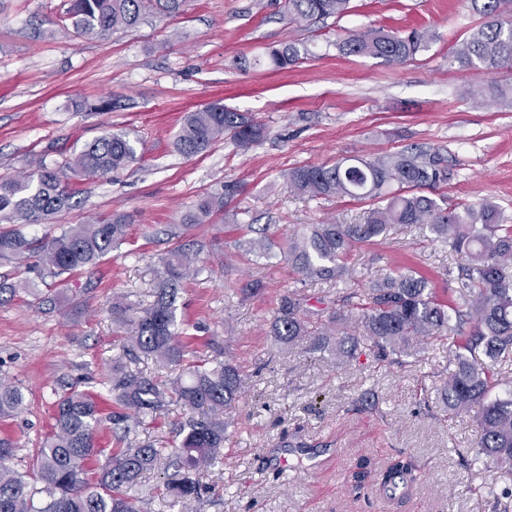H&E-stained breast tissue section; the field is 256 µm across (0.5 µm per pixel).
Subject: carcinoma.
Returning <instances> with one entry per match:
<instances>
[{"label":"carcinoma","instance_id":"1","mask_svg":"<svg viewBox=\"0 0 512 512\" xmlns=\"http://www.w3.org/2000/svg\"><path fill=\"white\" fill-rule=\"evenodd\" d=\"M184 0H70L61 19L74 29L106 36L132 28L146 16L178 12ZM291 21L309 26L320 20L341 17L350 0H285ZM481 23L463 42L456 60L488 76L512 66V0H470ZM432 35L413 30L402 36L383 29L350 34L336 42L339 54L380 59L394 65L428 48ZM308 53L285 44L269 53L277 69L293 66ZM265 136V128L243 112L213 102L186 113L175 149L186 157L205 152L215 142L229 137L247 148ZM138 160L128 133H107L86 146L72 160L46 163L38 160L35 171L23 178L0 179V258L35 256L47 273L56 277L93 267L110 255L126 238L123 216H110L90 224H76L56 236L27 238L19 225L42 224L50 217L80 207L82 199L73 179L117 173ZM288 189L300 196L371 199L365 224H312L285 240L272 241L265 224L255 233L235 240V247L258 259L283 256L304 281H340L347 272L345 258L353 244L382 235L392 224H426L434 240L464 255L476 266L479 277L473 300L457 305L438 298L429 280L408 268L373 280L369 287L346 294L334 311L313 310L301 294L279 299L271 331L275 340L296 343L307 337L318 341L324 319L331 322L360 320L365 337L381 361L402 363L411 354L410 341H448L453 370L444 388L442 412L448 417L478 409L481 436L473 449L477 462H491L512 470V380L495 375L484 363L467 356L482 348L496 360L512 355V224L503 223L493 203L461 210L441 206L423 193L448 181V168L441 158L419 146L401 151L338 161L327 165H301L283 174ZM237 195L233 184L224 185V196L205 195L184 214L181 223L203 224ZM193 249L177 248L164 261V288L144 314L132 304L124 307L137 326L132 348L167 365L185 360L187 350L180 340L176 291L189 275H199ZM358 338L345 334L331 349L340 359L355 357ZM188 378L162 383L124 371L110 370L115 405L103 414L97 397L73 387L54 403V425L37 448L31 484L6 465L13 455L12 443L0 439V512H145L140 498L129 494L143 472L159 460L169 459L172 472L165 475V495L182 501L201 495L200 475L224 460V411L232 408L243 389L244 378L229 362H198L188 368ZM201 416H190L180 425L184 433L172 453L154 442L128 440L131 425L146 426L172 401ZM26 396L22 387L0 381V416L22 411ZM112 425L116 448L97 481L89 484L85 464L100 454L96 434L103 422ZM416 479L409 461H396L383 472L386 493Z\"/></svg>","mask_w":512,"mask_h":512}]
</instances>
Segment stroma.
Wrapping results in <instances>:
<instances>
[{"instance_id": "1", "label": "stroma", "mask_w": 512, "mask_h": 512, "mask_svg": "<svg viewBox=\"0 0 512 512\" xmlns=\"http://www.w3.org/2000/svg\"><path fill=\"white\" fill-rule=\"evenodd\" d=\"M68 0H0V178L33 172L34 161L73 158L110 131H126L139 159L105 177H80L81 208L24 226L54 236L72 224L125 216L128 238L98 266L53 278L34 260L0 259V380L24 388L26 408L0 420L15 450L9 465L31 475L51 432L56 394L70 384L111 401L113 362L167 382L180 366L127 354L135 327L121 306L144 310L162 281V258L203 241L205 270L183 282L180 330L203 358L227 360L246 377L227 414L224 463L205 472L199 500L172 502L158 472L133 493L146 512H512V470L467 467L480 435L475 413L441 418L448 345L419 344L401 365L363 352L345 363L310 342L270 334L284 293L332 306L349 288L411 268L461 303L470 281L460 255L431 241L426 226L391 225L354 245L343 282H304L287 261L238 252L240 224H268L282 238L306 224H362L375 203L292 193L283 174L304 164L368 158L411 145L441 154L450 170L433 196L450 208L497 205L512 224V108L478 95L481 75L453 56L480 18L469 0H351L350 10L309 26L289 20L284 0H186L181 14L151 15L129 31L99 37L61 31ZM384 27L433 35L415 59L387 65L342 56L337 41ZM306 45L286 70L256 66L271 48ZM113 100L112 111L95 106ZM222 100L251 114L266 136L248 149L231 139L187 158L174 141L186 112ZM235 182L241 192L209 223L181 224L199 196ZM263 288L243 295L242 284ZM73 304L59 306V295ZM410 458L421 478L387 498L380 476ZM288 460L281 470L280 460ZM369 472L351 479L358 463Z\"/></svg>"}]
</instances>
